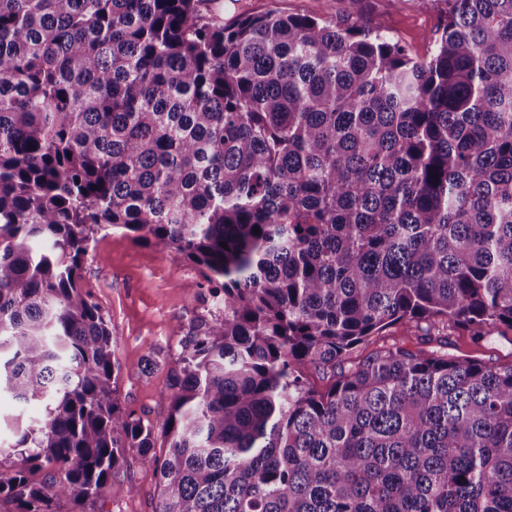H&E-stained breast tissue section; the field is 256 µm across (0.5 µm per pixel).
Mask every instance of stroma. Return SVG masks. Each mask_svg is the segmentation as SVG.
I'll return each mask as SVG.
<instances>
[{"label":"stroma","mask_w":512,"mask_h":512,"mask_svg":"<svg viewBox=\"0 0 512 512\" xmlns=\"http://www.w3.org/2000/svg\"><path fill=\"white\" fill-rule=\"evenodd\" d=\"M224 20L274 8L337 24L379 31L406 47L416 59L428 57L446 21L443 0H217ZM81 286L112 330L118 362L115 395L119 404L154 425L168 412L165 396L172 370L180 366L182 344L199 319L211 315V286L181 254L157 252L120 229L101 230L89 240ZM452 358L512 365V327L502 325L488 341H474L461 328L431 329L411 323L388 328L384 341L402 340L417 348L420 337ZM157 366L144 372L146 357ZM159 488L136 454L126 456L119 474L87 512H153Z\"/></svg>","instance_id":"stroma-1"}]
</instances>
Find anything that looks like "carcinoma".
<instances>
[{"label":"carcinoma","instance_id":"carcinoma-1","mask_svg":"<svg viewBox=\"0 0 512 512\" xmlns=\"http://www.w3.org/2000/svg\"><path fill=\"white\" fill-rule=\"evenodd\" d=\"M207 2L0 0V396L45 404L0 495L94 501L132 451L154 512H512V365L350 358L398 322L512 328V0H444L424 60ZM108 228L216 284L159 432L79 284Z\"/></svg>","mask_w":512,"mask_h":512}]
</instances>
